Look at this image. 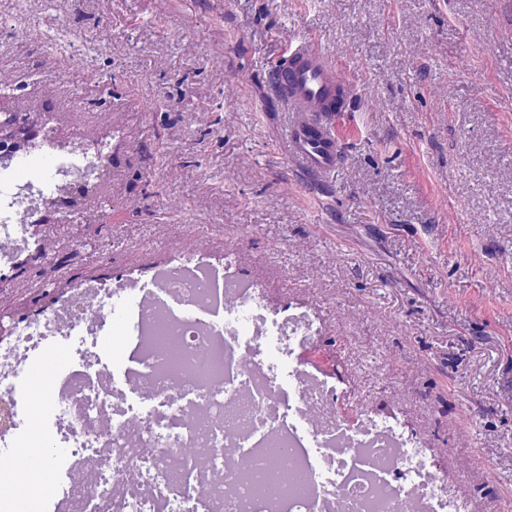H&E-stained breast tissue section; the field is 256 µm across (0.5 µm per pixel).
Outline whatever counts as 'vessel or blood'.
<instances>
[{"mask_svg": "<svg viewBox=\"0 0 512 512\" xmlns=\"http://www.w3.org/2000/svg\"><path fill=\"white\" fill-rule=\"evenodd\" d=\"M272 79L291 114L290 156L324 172L338 166V104L350 96L349 81L340 68L315 38L295 37L274 66Z\"/></svg>", "mask_w": 512, "mask_h": 512, "instance_id": "b4317fda", "label": "vessel or blood"}]
</instances>
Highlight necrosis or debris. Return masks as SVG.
<instances>
[{"mask_svg": "<svg viewBox=\"0 0 512 512\" xmlns=\"http://www.w3.org/2000/svg\"><path fill=\"white\" fill-rule=\"evenodd\" d=\"M104 150L77 130L47 168L23 154L0 165V269ZM113 326L126 346L107 363ZM317 333L306 307H271L254 280L201 251L146 282L88 279L0 341V400L13 412L0 471L27 425L31 362L61 345L69 367L44 402L68 467L46 512H466L394 417L343 413L335 383L301 359Z\"/></svg>", "mask_w": 512, "mask_h": 512, "instance_id": "obj_1", "label": "necrosis or debris"}]
</instances>
